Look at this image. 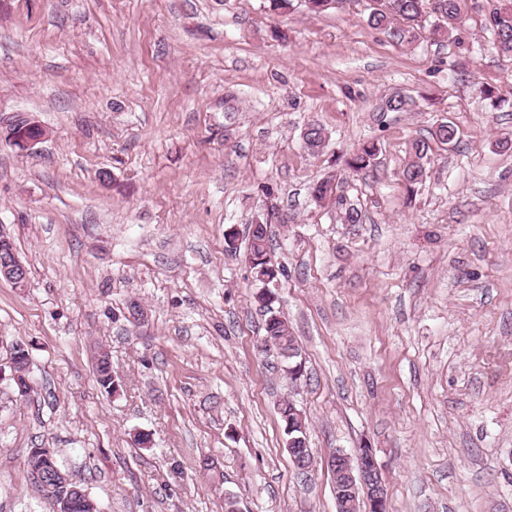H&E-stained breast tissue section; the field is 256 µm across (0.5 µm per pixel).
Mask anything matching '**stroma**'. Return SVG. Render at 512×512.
I'll list each match as a JSON object with an SVG mask.
<instances>
[{
    "mask_svg": "<svg viewBox=\"0 0 512 512\" xmlns=\"http://www.w3.org/2000/svg\"><path fill=\"white\" fill-rule=\"evenodd\" d=\"M485 0L445 42H391L371 0L320 15L265 0H0V233L29 271L0 279V512H52L27 456L53 449L101 512H336L327 461L372 448L387 512H512V59ZM497 87L493 107L478 91ZM399 91L414 105L384 112ZM426 179L409 144L439 121ZM329 141L301 148L310 122ZM376 143L372 167L345 161ZM339 183L363 221L311 191ZM268 214L270 289L299 347L258 352L248 227ZM237 234L229 253L225 235ZM148 312L126 318L130 301ZM121 380L101 392L90 350ZM305 416L298 469L279 414ZM150 447H138V432ZM209 456L223 480L199 467ZM4 125L7 128L5 138L21 151L33 150L46 137L44 127L28 116L15 115L9 121L6 119ZM430 145L425 140H414L410 147V161L403 169L402 175L406 183L412 187L421 183L427 177L426 164Z\"/></svg>",
    "mask_w": 512,
    "mask_h": 512,
    "instance_id": "35a3bbf8",
    "label": "stroma"
}]
</instances>
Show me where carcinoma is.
<instances>
[{
	"mask_svg": "<svg viewBox=\"0 0 512 512\" xmlns=\"http://www.w3.org/2000/svg\"><path fill=\"white\" fill-rule=\"evenodd\" d=\"M431 2L434 21L425 26V3ZM368 17V26L381 31L390 40L411 46L426 36L443 41L451 38L465 23L466 0H373ZM488 5L487 22L491 28L494 48L505 57L512 58V0H486ZM432 137L442 144H451L456 140L457 129L447 121H441L433 131ZM327 137L324 128L317 123H310L302 133V148L312 156H318L326 147ZM430 145L425 140H415L410 147V161L403 169L402 175L410 186L421 183L427 177L426 164ZM378 148L373 143H365L347 160V166L353 171H360L373 165ZM313 198L322 203L331 198L336 206V214L348 224L362 222L361 211L344 195L336 193V187L330 180H324L313 187ZM246 260L255 280L269 284L283 274V269L276 266L270 255L268 220L255 218L250 224L249 250ZM255 301L265 313L264 343L272 344L279 356L286 360L296 357L298 345L288 322L274 307V294L264 290L256 295ZM10 369L17 374L19 381L29 378L30 362L27 356L20 355V350L13 349L10 356ZM97 384L107 394L118 391L121 381L113 369L94 365ZM279 413L284 424L286 447L293 458H301L308 453L306 423L303 414L290 401L281 403ZM28 475L32 487L41 491L35 480L34 472L44 478L53 476V468L58 466L56 456L43 458L30 456L27 460ZM67 488L73 489L68 498L65 512H99L97 502L87 493L83 483L70 480Z\"/></svg>",
	"mask_w": 512,
	"mask_h": 512,
	"instance_id": "1",
	"label": "carcinoma"
}]
</instances>
